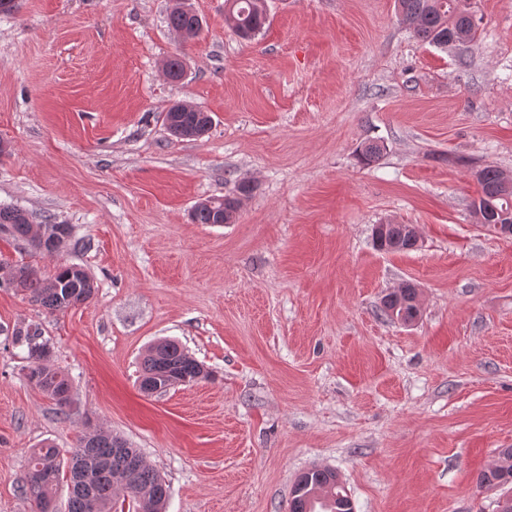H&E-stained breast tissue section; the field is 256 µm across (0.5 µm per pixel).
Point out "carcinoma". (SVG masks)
Returning <instances> with one entry per match:
<instances>
[{"instance_id":"carcinoma-1","label":"carcinoma","mask_w":512,"mask_h":512,"mask_svg":"<svg viewBox=\"0 0 512 512\" xmlns=\"http://www.w3.org/2000/svg\"><path fill=\"white\" fill-rule=\"evenodd\" d=\"M233 25L240 39L251 41L268 24L267 9L257 0H233ZM398 20L418 41L446 48L464 46L479 37L474 15L463 0H397ZM168 26L191 40L198 37L202 20L183 5L171 10ZM170 135L176 138H199L212 124L208 112L196 106H173L163 116ZM478 202L471 203L478 222L495 224L502 214L512 212V185L508 176L488 165L476 173ZM253 190L241 181L236 193L197 203L191 212L196 224H229L242 201ZM33 222L20 208L0 207V235L15 241L31 238ZM377 248L392 252L416 248L407 224H389L383 236L373 237ZM12 285L50 313L64 311L87 302L96 286L92 277L76 265L60 266L44 278L29 266L15 268ZM416 289L404 284L382 300L385 314L396 312L405 322L414 321L419 310L410 300ZM12 343L24 346L30 365L27 378L50 398L62 415H69L73 405L72 382L64 370L50 364L51 345L42 333H30L29 327L17 328ZM188 384L208 376L203 364L193 358L175 340L163 341L162 352L148 349L141 363L140 389L150 394L171 387L170 378ZM69 473L68 512H164L170 486L159 472L146 464L142 454L120 436L88 428L79 439L71 457L65 459L50 442L31 449L21 493L35 506V512H54V496L62 470ZM481 487L512 484V448L501 452V462L481 471ZM289 512H353L352 502L336 471L314 467L296 479Z\"/></svg>"}]
</instances>
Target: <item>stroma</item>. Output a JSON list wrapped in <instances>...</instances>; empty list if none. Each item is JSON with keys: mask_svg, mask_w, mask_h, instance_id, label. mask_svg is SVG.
<instances>
[{"mask_svg": "<svg viewBox=\"0 0 512 512\" xmlns=\"http://www.w3.org/2000/svg\"><path fill=\"white\" fill-rule=\"evenodd\" d=\"M16 0L0 15V206L67 224L50 255L0 237V512L31 448L117 434L169 483L166 512H287L294 482L336 470L354 512H499L480 471L512 448V237L476 224L477 169L512 175V0H471L476 43L416 41L395 0H267L237 38L224 0ZM181 57L173 82L165 62ZM209 112L175 139L174 102ZM383 145L363 165L362 145ZM254 187L233 223L192 207ZM418 246L378 250L374 225ZM81 265L98 290L50 313L15 266ZM418 287L411 325L382 311ZM41 325L73 382L58 413L13 328ZM179 342L212 376L142 393L148 347ZM167 22L172 30L185 35L187 40L198 37L202 25L199 15L185 5L173 8L168 14Z\"/></svg>", "mask_w": 512, "mask_h": 512, "instance_id": "35a3bbf8", "label": "stroma"}]
</instances>
